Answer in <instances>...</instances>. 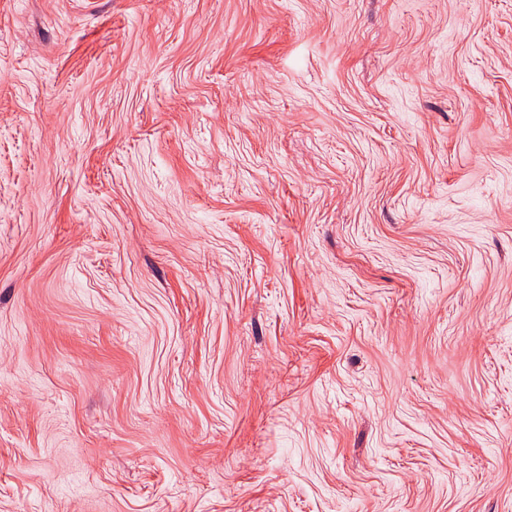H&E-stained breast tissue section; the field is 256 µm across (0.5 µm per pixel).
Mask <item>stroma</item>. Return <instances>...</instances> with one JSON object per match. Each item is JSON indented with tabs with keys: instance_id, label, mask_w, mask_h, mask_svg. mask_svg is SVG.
Instances as JSON below:
<instances>
[{
	"instance_id": "1",
	"label": "stroma",
	"mask_w": 512,
	"mask_h": 512,
	"mask_svg": "<svg viewBox=\"0 0 512 512\" xmlns=\"http://www.w3.org/2000/svg\"><path fill=\"white\" fill-rule=\"evenodd\" d=\"M0 512H512V0H0Z\"/></svg>"
}]
</instances>
